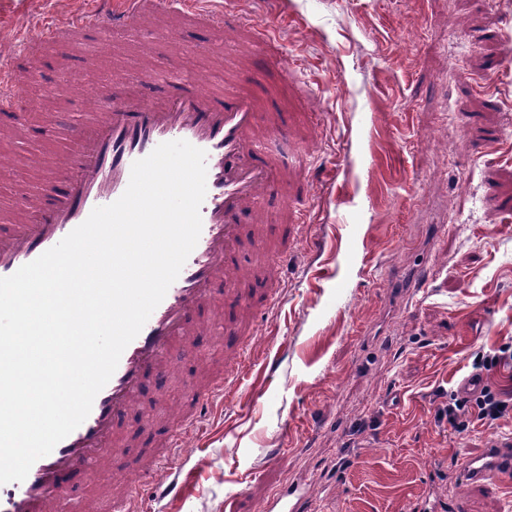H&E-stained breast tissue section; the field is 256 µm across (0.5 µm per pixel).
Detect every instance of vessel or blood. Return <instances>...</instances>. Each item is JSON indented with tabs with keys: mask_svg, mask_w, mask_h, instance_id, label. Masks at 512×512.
I'll use <instances>...</instances> for the list:
<instances>
[{
	"mask_svg": "<svg viewBox=\"0 0 512 512\" xmlns=\"http://www.w3.org/2000/svg\"><path fill=\"white\" fill-rule=\"evenodd\" d=\"M148 14L179 18V25L162 33L175 51L182 47L185 28L223 26L253 47L267 50L270 59L278 57L271 28L255 27L243 17L229 18L222 10L206 7L205 0H113L95 16L81 14L46 25L41 35L89 31L103 46L112 33ZM21 91L12 61L1 58L0 112L13 111ZM92 95V110L71 131L72 148L62 161L67 177L46 172L43 191L27 198L11 230L0 232V277L12 275L54 247L95 207L116 201L129 184L133 163L168 141L184 140L207 154L202 230L178 278L96 395L88 417L49 455L38 459L24 481L0 485V512H60L69 479L92 481L132 448L141 451L134 469L139 476H148L167 462L171 449L180 446L214 397L240 388L247 363L243 338L274 300L272 286L282 276L289 227L301 223L309 202L308 182L291 179L307 167V154L287 149L285 113L247 84L225 85L218 95L202 78L184 75L152 97L108 85L93 89ZM273 196L282 197L284 204L277 225L271 226L263 218V205ZM245 215L251 216L253 228L242 225ZM262 235L279 238L281 245L266 259L268 287L259 293L249 288L250 276L237 257ZM207 307L224 311L227 371L185 380L186 402L165 409L171 423L165 437L124 436L117 425L133 410L145 381L177 377L173 350L205 327L200 313ZM511 471L512 436L491 441L482 455L465 460L460 476L474 484ZM102 493L111 512H140L137 485L127 475H120ZM309 502L307 489L290 487L268 500L265 512H306Z\"/></svg>",
	"mask_w": 512,
	"mask_h": 512,
	"instance_id": "1",
	"label": "vessel or blood"
}]
</instances>
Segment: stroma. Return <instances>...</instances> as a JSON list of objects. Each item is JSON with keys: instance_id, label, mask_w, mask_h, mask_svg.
<instances>
[{"instance_id": "35a3bbf8", "label": "stroma", "mask_w": 512, "mask_h": 512, "mask_svg": "<svg viewBox=\"0 0 512 512\" xmlns=\"http://www.w3.org/2000/svg\"><path fill=\"white\" fill-rule=\"evenodd\" d=\"M75 0H0V57L19 58L24 136L0 141L60 168L96 85L126 82L154 59L209 80L241 69L223 29L187 30L171 53L159 19L136 21L91 61L60 41L24 51L40 20ZM272 27L278 65L259 70L287 93L319 160L305 224L288 242L282 292L256 325L254 367L215 399L171 459L182 496L143 512H262L308 480L311 512H512V479L459 481L464 458L512 436V413L453 428L442 407L477 353L512 348V0H222ZM437 132L438 143L426 135ZM422 276L419 293L406 291ZM220 363L199 334L182 373ZM176 380L155 381L119 431L141 432Z\"/></svg>"}]
</instances>
